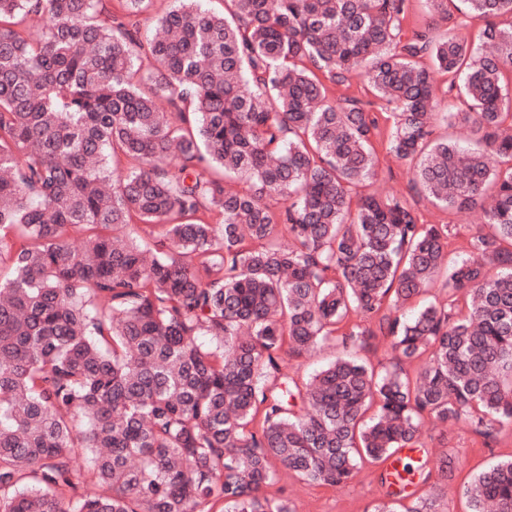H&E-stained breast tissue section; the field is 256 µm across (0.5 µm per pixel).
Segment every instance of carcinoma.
<instances>
[{
  "label": "carcinoma",
  "instance_id": "cac0c4a2",
  "mask_svg": "<svg viewBox=\"0 0 512 512\" xmlns=\"http://www.w3.org/2000/svg\"><path fill=\"white\" fill-rule=\"evenodd\" d=\"M202 2L148 35L102 0H0V512H292L277 467L335 487L364 460L395 500L413 481L385 464L424 421L512 428V0H428L482 19L477 47L408 29L407 0ZM434 69L480 148L436 136ZM359 76L410 189L480 213L465 254L406 196L355 193L377 112L327 84ZM326 345L310 380L284 371ZM81 460L107 492L77 493ZM452 470L404 467L408 512ZM464 494L512 512V458Z\"/></svg>",
  "mask_w": 512,
  "mask_h": 512
}]
</instances>
